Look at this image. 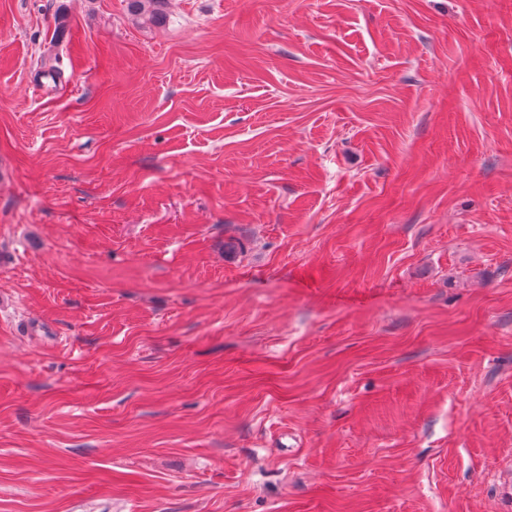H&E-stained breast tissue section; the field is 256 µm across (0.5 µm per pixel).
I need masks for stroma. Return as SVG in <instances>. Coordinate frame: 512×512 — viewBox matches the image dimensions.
I'll return each instance as SVG.
<instances>
[{
	"label": "stroma",
	"instance_id": "obj_1",
	"mask_svg": "<svg viewBox=\"0 0 512 512\" xmlns=\"http://www.w3.org/2000/svg\"><path fill=\"white\" fill-rule=\"evenodd\" d=\"M0 512H512V0H0Z\"/></svg>",
	"mask_w": 512,
	"mask_h": 512
}]
</instances>
